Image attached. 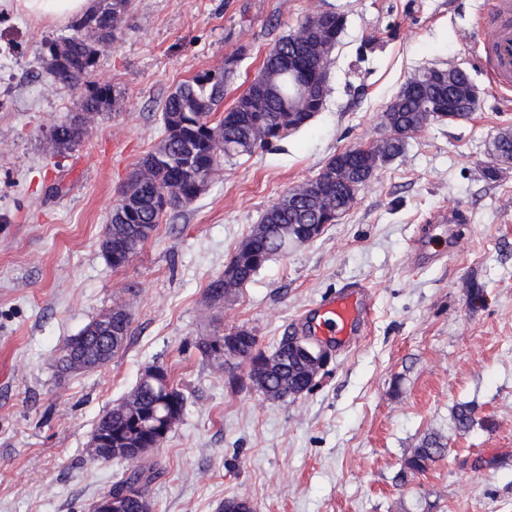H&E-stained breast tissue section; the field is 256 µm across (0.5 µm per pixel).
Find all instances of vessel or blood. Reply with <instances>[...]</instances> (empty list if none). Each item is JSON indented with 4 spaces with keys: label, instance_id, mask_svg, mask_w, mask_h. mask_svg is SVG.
Wrapping results in <instances>:
<instances>
[{
    "label": "vessel or blood",
    "instance_id": "1",
    "mask_svg": "<svg viewBox=\"0 0 512 512\" xmlns=\"http://www.w3.org/2000/svg\"><path fill=\"white\" fill-rule=\"evenodd\" d=\"M482 52L493 82L512 88V0H495L493 11L483 25ZM371 310V294L361 282L327 299L316 312L310 334L327 336L344 347L360 335Z\"/></svg>",
    "mask_w": 512,
    "mask_h": 512
}]
</instances>
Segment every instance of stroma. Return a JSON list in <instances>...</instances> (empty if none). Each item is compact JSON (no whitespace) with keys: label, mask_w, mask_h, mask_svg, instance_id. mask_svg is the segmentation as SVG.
Here are the masks:
<instances>
[{"label":"stroma","mask_w":512,"mask_h":512,"mask_svg":"<svg viewBox=\"0 0 512 512\" xmlns=\"http://www.w3.org/2000/svg\"><path fill=\"white\" fill-rule=\"evenodd\" d=\"M493 0H133L93 79L110 96L81 145L54 153L51 128L79 112L45 42L67 24L35 22L0 0V512H90L126 469L94 462L102 412L151 365L187 397L147 461L153 512H512V164L487 178L493 141L512 132V90L488 80L478 50ZM332 11L345 25L325 105L253 153L221 159L194 202L167 213L121 268L99 243L130 171L158 143L169 92L232 63V107L282 37ZM425 67L466 72L470 118L433 121L359 190L349 212L276 255L223 302L206 290L267 209L338 153L387 133L383 113ZM439 210L456 229H429ZM367 283L369 321L329 353L311 391L266 399L247 368L217 369L205 339L249 330L268 351L304 335L301 316L344 285ZM124 305L125 348L105 366L60 374L65 341ZM471 403L476 425L453 411ZM431 434L448 456L399 481Z\"/></svg>","instance_id":"1"}]
</instances>
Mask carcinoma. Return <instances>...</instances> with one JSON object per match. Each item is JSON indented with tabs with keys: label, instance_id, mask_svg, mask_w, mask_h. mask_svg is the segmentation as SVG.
<instances>
[{
	"label": "carcinoma",
	"instance_id": "obj_1",
	"mask_svg": "<svg viewBox=\"0 0 512 512\" xmlns=\"http://www.w3.org/2000/svg\"><path fill=\"white\" fill-rule=\"evenodd\" d=\"M132 0H107L77 19L73 33L67 38L68 48L58 68L48 62L55 81L64 88L83 90L81 111L98 112L106 102L108 89L92 81L100 48L86 43L84 32L112 29L120 32L124 17ZM306 29L300 25L287 36L279 39L269 50L263 67L250 87L237 98L234 105L215 120V114L224 103V83L230 68L205 69L179 83L167 96L162 108L164 137L138 163L121 189L120 203L112 210V228L106 229L100 244L104 258L114 268L124 266L125 258L119 253L118 240L123 237L133 251L156 230L164 214L184 207L198 198L196 182L208 181L220 156L232 158L248 154L255 149L281 138L286 132L300 128L288 122L283 113L288 104L299 101L305 92L297 85L288 70V56L297 55L316 72L315 85L327 81L325 62L306 53ZM409 85L387 106L397 113L396 136L385 142L376 141L371 146L384 145L380 163L384 164L399 155L407 136L419 129L420 111L430 102L448 95V88L423 78ZM86 128L76 119L57 124L52 141L58 151H70L84 139ZM371 178L365 168L356 164L349 169L353 191L347 193L350 202L336 199V159H330L316 177L308 181L322 190V194H306L297 201L294 210L288 209V195L272 205L264 214L261 225L251 230L237 249L226 271L231 276L213 279L207 295L214 303L224 300L231 288L248 282L273 255L280 253L281 238L290 224L304 229V223L313 224L322 211V203L337 202V216L352 207L355 192ZM112 313L122 320L108 329L103 320H91L78 335L71 337L65 346L83 357L89 367H100L118 353L130 337V317L119 307ZM247 341L238 347L217 348L224 340L215 336L200 344L202 355L220 367L236 368L249 365V378L257 391L272 400H286L310 390V368L298 354L290 350L288 337L281 338L270 353L257 348L256 337L243 331ZM165 383L151 385L137 381L129 397L105 410L95 429L119 432L139 448H153L158 434L153 424L165 422L166 434L183 417L186 398L172 382L167 369H162ZM455 426L470 429L475 422V408L461 403L455 407ZM447 447L438 435L423 440L405 459V470L422 474L433 464L444 459ZM143 453L128 458L129 467L113 483L110 492L128 490V512H151L148 486L156 472L152 466L141 464Z\"/></svg>",
	"mask_w": 512,
	"mask_h": 512
}]
</instances>
